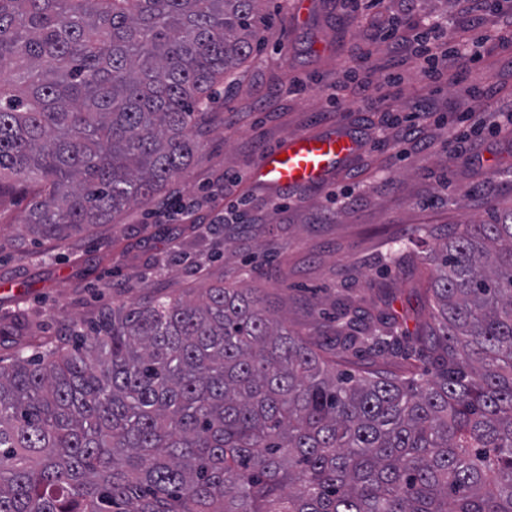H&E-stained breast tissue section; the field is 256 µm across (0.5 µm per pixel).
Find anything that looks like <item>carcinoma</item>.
Returning <instances> with one entry per match:
<instances>
[{"instance_id": "cac0c4a2", "label": "carcinoma", "mask_w": 512, "mask_h": 512, "mask_svg": "<svg viewBox=\"0 0 512 512\" xmlns=\"http://www.w3.org/2000/svg\"><path fill=\"white\" fill-rule=\"evenodd\" d=\"M263 0H0V190L69 240L201 158ZM433 250L430 377L388 314L336 310L341 361L255 288L101 308L0 364V512H512V206Z\"/></svg>"}]
</instances>
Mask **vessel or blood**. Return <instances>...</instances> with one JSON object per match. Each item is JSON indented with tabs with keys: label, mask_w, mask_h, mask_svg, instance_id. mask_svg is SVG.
I'll return each mask as SVG.
<instances>
[{
	"label": "vessel or blood",
	"mask_w": 512,
	"mask_h": 512,
	"mask_svg": "<svg viewBox=\"0 0 512 512\" xmlns=\"http://www.w3.org/2000/svg\"><path fill=\"white\" fill-rule=\"evenodd\" d=\"M360 143L350 133L300 134L268 150L253 172L256 183L280 190L312 188L351 161Z\"/></svg>",
	"instance_id": "obj_1"
}]
</instances>
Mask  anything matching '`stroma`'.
Instances as JSON below:
<instances>
[{
  "label": "stroma",
  "mask_w": 512,
  "mask_h": 512,
  "mask_svg": "<svg viewBox=\"0 0 512 512\" xmlns=\"http://www.w3.org/2000/svg\"><path fill=\"white\" fill-rule=\"evenodd\" d=\"M264 10L260 45L214 88L201 160L153 201L60 244L23 236L29 189L0 193V327H14L0 335L1 359L31 336L94 323L112 300L195 293L222 280L260 289L289 329L315 341L332 335L341 301L395 315L412 343L389 368L427 370L428 351L415 338L429 320L432 249L491 203L512 205V46L491 40L455 83H432L382 41L365 42L364 14L343 0H266ZM348 68L375 82L394 69L402 81L379 111L350 97L333 105ZM297 81L303 92L289 93ZM476 87L482 99L473 98ZM471 110L483 130L447 152ZM339 127L363 147L325 184L284 191L251 182L266 149Z\"/></svg>",
  "instance_id": "obj_1"
}]
</instances>
